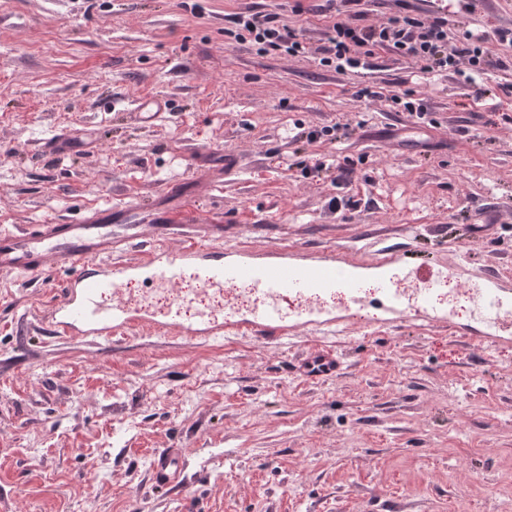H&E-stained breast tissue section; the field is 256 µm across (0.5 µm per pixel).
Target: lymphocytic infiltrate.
Wrapping results in <instances>:
<instances>
[{
	"label": "lymphocytic infiltrate",
	"mask_w": 512,
	"mask_h": 512,
	"mask_svg": "<svg viewBox=\"0 0 512 512\" xmlns=\"http://www.w3.org/2000/svg\"><path fill=\"white\" fill-rule=\"evenodd\" d=\"M353 10L347 18L332 20L326 27L327 45L321 66L343 73L365 68L376 51H387L424 73H451L466 82L502 67L499 47L512 46V29L493 33L463 31L458 38L448 32V17L435 11L424 13L410 0H398L399 10L381 23H365L361 0H346ZM228 37L251 42L258 54L281 52L291 57L307 53L301 32L280 23L276 15L244 11L235 15Z\"/></svg>",
	"instance_id": "obj_1"
}]
</instances>
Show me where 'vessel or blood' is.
<instances>
[{
	"label": "vessel or blood",
	"mask_w": 512,
	"mask_h": 512,
	"mask_svg": "<svg viewBox=\"0 0 512 512\" xmlns=\"http://www.w3.org/2000/svg\"><path fill=\"white\" fill-rule=\"evenodd\" d=\"M45 152L64 154L84 151L82 132L60 130L43 144ZM203 168L200 180L172 181L139 202H118L89 207L69 222L37 224L25 229H0V273L39 278L56 271L64 277L41 333L56 338H104L136 328H155L193 340H209L230 331L258 339L280 340L299 327L335 324L326 309L317 307L322 296L339 291L351 304H376L392 320L416 316L432 306L433 293L442 273L434 259L416 254L413 247L395 242L387 247L388 260L400 266L412 292L381 281L373 295H365L357 279L344 276L330 253L310 259H292L275 251L260 258L246 251L228 254L224 246V221L201 209L204 185L223 182L240 166L238 153L225 154L211 163L207 151H199ZM193 272L213 295L198 304L191 316H183L186 298L181 292L186 272ZM144 277L149 287L167 293L171 302L158 310L150 297L131 303L127 284ZM248 283L258 299L248 317H239L234 302L217 304L221 295H234ZM484 321L496 326L503 299L495 276H487L479 299ZM292 371L314 383L342 362L333 350L313 348L291 365ZM181 454L175 448L157 449L151 472L156 487L179 482Z\"/></svg>",
	"instance_id": "vessel-or-blood-1"
}]
</instances>
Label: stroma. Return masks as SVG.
Segmentation results:
<instances>
[{
	"label": "stroma",
	"instance_id": "1",
	"mask_svg": "<svg viewBox=\"0 0 512 512\" xmlns=\"http://www.w3.org/2000/svg\"><path fill=\"white\" fill-rule=\"evenodd\" d=\"M309 2L297 15L290 0H0V228L145 199L196 171L197 150L234 151L240 172L203 198L230 220L225 245L353 251L372 270L406 242L466 255L512 300V65L482 97L385 51L339 74L318 63L325 0ZM248 9L302 29L311 55L227 39ZM448 9L453 31L512 28V0ZM366 85L382 98L359 100ZM407 90L435 126L390 106ZM151 97L173 111L148 127L133 110ZM336 125L338 141L303 136ZM66 127L92 145L42 153ZM318 158L333 172L305 177ZM58 279L0 275V512H512V325L485 340L469 301L445 323L357 315L285 346L150 329L104 342L35 333ZM321 344L340 374L291 373ZM158 448L184 451L174 489L150 479Z\"/></svg>",
	"mask_w": 512,
	"mask_h": 512
}]
</instances>
